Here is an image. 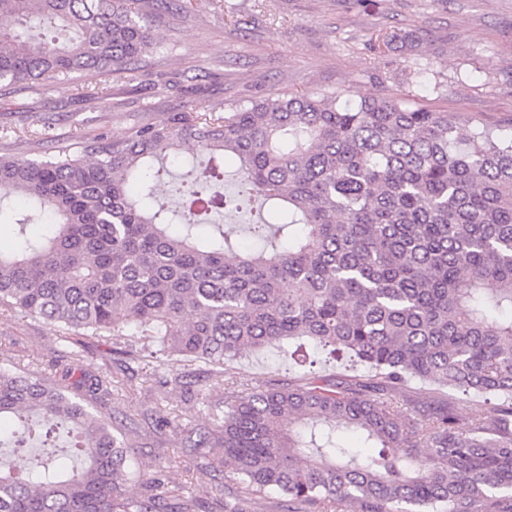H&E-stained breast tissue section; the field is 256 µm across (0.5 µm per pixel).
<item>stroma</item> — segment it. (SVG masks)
<instances>
[{
	"label": "stroma",
	"mask_w": 512,
	"mask_h": 512,
	"mask_svg": "<svg viewBox=\"0 0 512 512\" xmlns=\"http://www.w3.org/2000/svg\"><path fill=\"white\" fill-rule=\"evenodd\" d=\"M152 34L153 47L124 74L0 84V148L34 158L100 133L122 138L172 112L228 111L271 94L388 96L458 117L466 134L512 129V0H195L187 16L158 8ZM407 35L419 37L416 48H402ZM82 83L107 91L108 103L78 97ZM87 356L135 391H113L108 409L145 476L184 487L213 512L217 479L178 432L200 427L206 408L161 377L181 373L213 402L306 374L277 346L234 361L229 386L200 363L123 369L109 338L70 346L56 326L0 309V365L49 377Z\"/></svg>",
	"instance_id": "1"
}]
</instances>
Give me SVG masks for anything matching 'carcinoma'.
Returning <instances> with one entry per match:
<instances>
[{
	"label": "carcinoma",
	"mask_w": 512,
	"mask_h": 512,
	"mask_svg": "<svg viewBox=\"0 0 512 512\" xmlns=\"http://www.w3.org/2000/svg\"><path fill=\"white\" fill-rule=\"evenodd\" d=\"M155 2L0 0V83L124 73L152 45ZM458 123L388 97L268 95L36 159L0 152L16 230L0 306L72 344L110 332L128 360L139 339L218 382L284 342L366 363L209 404L183 443L234 481L224 512L271 491L288 512H512V131ZM184 143L208 157L175 162ZM230 159L236 209L258 207L246 242L220 224ZM43 217L52 229L31 232ZM412 379L433 392L405 407ZM112 387L92 358L55 383L0 366V447L21 457L0 462V512H199L159 479L132 492L125 435L85 404Z\"/></svg>",
	"instance_id": "carcinoma-1"
}]
</instances>
